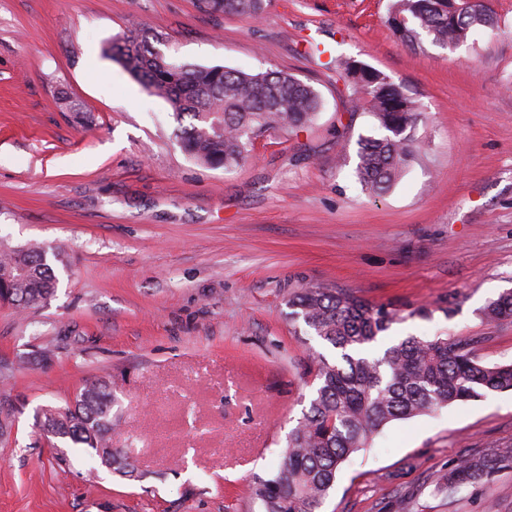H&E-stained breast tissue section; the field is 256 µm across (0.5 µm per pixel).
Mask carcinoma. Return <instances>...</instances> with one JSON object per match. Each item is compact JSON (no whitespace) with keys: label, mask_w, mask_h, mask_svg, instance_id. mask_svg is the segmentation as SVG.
<instances>
[{"label":"carcinoma","mask_w":512,"mask_h":512,"mask_svg":"<svg viewBox=\"0 0 512 512\" xmlns=\"http://www.w3.org/2000/svg\"><path fill=\"white\" fill-rule=\"evenodd\" d=\"M440 2L393 0L389 18L403 21L394 33L412 44L428 38L457 48L475 29L494 26L486 0L476 7L470 0H454L453 15ZM202 4L212 12L258 18L265 0ZM108 52L148 92L165 99L177 117L190 119L175 129L174 137L190 157L210 167L238 166L251 156L259 134L301 131L321 108L317 91L287 72L177 63L136 30L113 40ZM352 77L362 93L360 103L368 106L379 130L358 142L356 177L370 194L380 196L397 183L416 149L407 130L417 120V107L402 85L377 71L363 67ZM57 261L59 254L43 247L0 242V302L26 310L48 301L55 292ZM288 307L293 321L302 322L340 355L333 361L314 357L316 386L309 407L288 433L273 476L254 477L253 495L261 512H323L342 465L370 447L387 424L487 392L512 390V363H482L468 338L408 336L376 354L373 344L402 319L401 311L370 303L351 289L306 285L289 294ZM483 314L491 321L512 319V290L489 301ZM112 404L107 381L87 380L65 405L38 408L35 426L47 442L61 439L86 448L102 465L135 477L133 452L110 442ZM509 468L512 447L492 448L460 458L436 484L451 495Z\"/></svg>","instance_id":"1"}]
</instances>
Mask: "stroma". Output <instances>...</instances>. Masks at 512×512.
<instances>
[{
    "mask_svg": "<svg viewBox=\"0 0 512 512\" xmlns=\"http://www.w3.org/2000/svg\"><path fill=\"white\" fill-rule=\"evenodd\" d=\"M491 3L497 29L448 49L400 39L390 0H267L258 19L199 0H0V241L64 259L50 301L0 303V512H259L252 477L309 404L310 357L337 356L288 316L306 284L403 309L382 344L466 336L482 363L512 361V319L483 315L512 289V0ZM130 28L179 63L291 73L318 119L263 133L240 167L201 165L169 104L107 54ZM353 61L418 103L420 149L379 197L355 176L377 125L353 107ZM91 377L110 381L112 445L136 449L142 479L74 448L57 467L36 440L35 409ZM509 445L512 391L392 422L324 512H512L510 470L452 495L435 483Z\"/></svg>",
    "mask_w": 512,
    "mask_h": 512,
    "instance_id": "obj_1",
    "label": "stroma"
}]
</instances>
